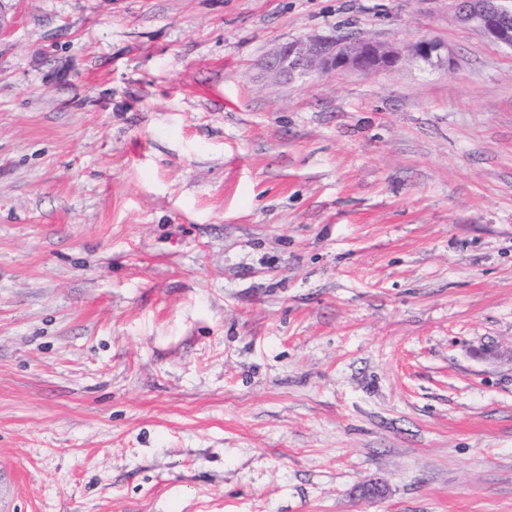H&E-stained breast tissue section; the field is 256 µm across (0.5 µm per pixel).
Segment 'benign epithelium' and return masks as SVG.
I'll return each mask as SVG.
<instances>
[{"mask_svg": "<svg viewBox=\"0 0 512 512\" xmlns=\"http://www.w3.org/2000/svg\"><path fill=\"white\" fill-rule=\"evenodd\" d=\"M456 20L479 31L489 42L512 49V0H451ZM412 59L425 63L450 60L448 45L422 37L402 46L370 38L296 40L275 48L262 63L275 80L329 73L375 74Z\"/></svg>", "mask_w": 512, "mask_h": 512, "instance_id": "obj_1", "label": "benign epithelium"}]
</instances>
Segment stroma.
I'll list each match as a JSON object with an SVG mask.
<instances>
[{"mask_svg":"<svg viewBox=\"0 0 512 512\" xmlns=\"http://www.w3.org/2000/svg\"><path fill=\"white\" fill-rule=\"evenodd\" d=\"M358 33L451 60L263 75ZM0 471V512H512V49L448 0H0Z\"/></svg>","mask_w":512,"mask_h":512,"instance_id":"1","label":"stroma"}]
</instances>
